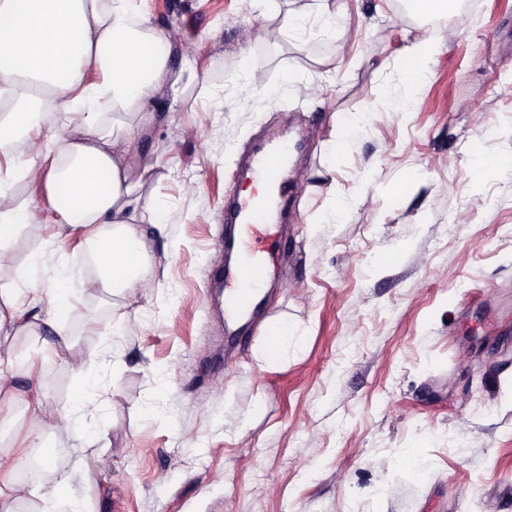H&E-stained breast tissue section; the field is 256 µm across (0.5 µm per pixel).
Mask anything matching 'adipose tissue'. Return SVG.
<instances>
[{
    "label": "adipose tissue",
    "instance_id": "obj_1",
    "mask_svg": "<svg viewBox=\"0 0 512 512\" xmlns=\"http://www.w3.org/2000/svg\"><path fill=\"white\" fill-rule=\"evenodd\" d=\"M171 46L153 30L135 0H0V148L23 140V162L14 174L43 194L55 223L92 227L96 268L82 279V292L147 287L145 235L136 222L141 189L153 166L131 165L138 154L135 125L113 121L105 109L148 120L147 105L160 93ZM95 79H87L85 67ZM0 311V334L9 335L24 313L59 330L60 304L71 291L68 266L47 268L32 259ZM18 459L0 451V512H14L27 496L38 512H87L62 491L68 474L49 487L11 481Z\"/></svg>",
    "mask_w": 512,
    "mask_h": 512
}]
</instances>
